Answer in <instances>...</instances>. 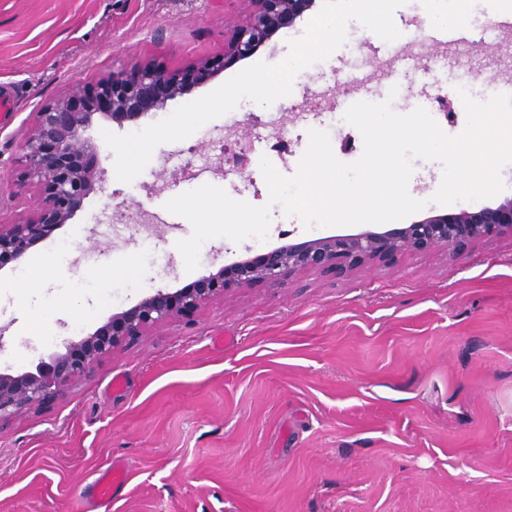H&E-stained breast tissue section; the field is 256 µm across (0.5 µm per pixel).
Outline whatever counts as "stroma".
I'll return each mask as SVG.
<instances>
[{
  "label": "stroma",
  "instance_id": "stroma-1",
  "mask_svg": "<svg viewBox=\"0 0 512 512\" xmlns=\"http://www.w3.org/2000/svg\"><path fill=\"white\" fill-rule=\"evenodd\" d=\"M245 0H0V96L13 112L0 118V219L33 209L37 194H15L20 146L33 114L77 85H94L133 63L172 72L221 54L224 30ZM323 4L261 47L255 60L288 54ZM327 60L300 71L284 140L243 133L246 119L269 110L242 100L190 136L156 147L132 182L117 180L114 154L100 148L99 190L71 224L34 253L59 276L17 298L19 269L0 270V372L35 370L63 347L155 289L175 290L241 258L287 243L359 233V226L305 227L273 206L266 242L218 237L186 272L176 247L192 232L166 210L196 189L197 165L230 150L246 177L213 170L209 184L255 206L267 204L258 161L294 176L312 129L326 131L343 162L360 158L359 131L339 105L357 96L339 74L353 61L378 78L371 53L378 37L357 21ZM163 50H156V43ZM496 71L474 96H490L512 73V35L463 60ZM237 62L185 86L163 110L135 122L96 120L90 131L125 135L158 122L244 69ZM447 82L401 79L396 112L428 102L447 135L466 126L464 107L447 114L438 98ZM409 192L427 205L415 220L457 212L433 203L443 174L437 160L413 159ZM124 222L111 226L114 207ZM105 242L93 251L90 239ZM70 243L68 258L59 247ZM118 299L107 300L104 285ZM57 306L51 335H21L29 307ZM124 391L110 388L115 375ZM129 472L110 512H512V236L458 254L443 249L372 262L332 278L299 273L278 288L233 289L203 306L192 322H171L114 351L64 398L0 422V512H94L87 488L111 461Z\"/></svg>",
  "mask_w": 512,
  "mask_h": 512
}]
</instances>
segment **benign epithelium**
Masks as SVG:
<instances>
[{"instance_id":"7a95c632","label":"benign epithelium","mask_w":512,"mask_h":512,"mask_svg":"<svg viewBox=\"0 0 512 512\" xmlns=\"http://www.w3.org/2000/svg\"><path fill=\"white\" fill-rule=\"evenodd\" d=\"M248 2L252 9L224 39V53L198 68L199 79L253 55L280 30L293 26L315 0ZM181 91L176 75L151 64H134L90 91L75 87L34 113L21 145L15 195L23 196L33 188L40 195L29 217L0 222V270L24 261L48 235L70 223L101 183L98 164L83 165L85 158L98 157L99 146L88 134L95 117L136 121L162 109ZM506 233L512 234L511 200L495 208H462L428 217L398 230H366L283 244L222 266L174 292L158 289L132 308L113 314L95 331L68 341L64 352L54 354L50 363L36 371L0 373V421L63 397L69 385L87 377L125 341L154 326L190 317L202 305L224 300L235 288L278 287L304 270L342 275L368 260L408 252L438 248L456 254L476 241Z\"/></svg>"}]
</instances>
